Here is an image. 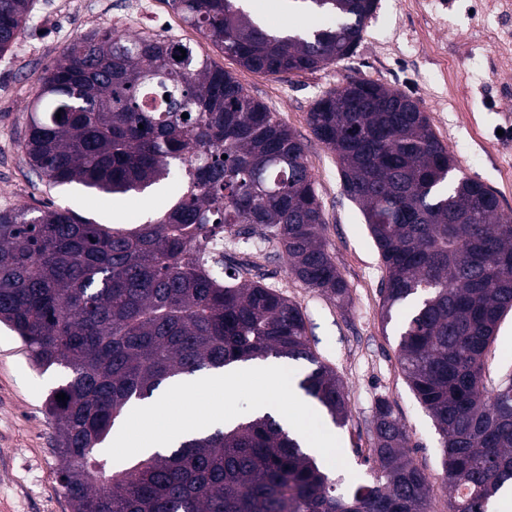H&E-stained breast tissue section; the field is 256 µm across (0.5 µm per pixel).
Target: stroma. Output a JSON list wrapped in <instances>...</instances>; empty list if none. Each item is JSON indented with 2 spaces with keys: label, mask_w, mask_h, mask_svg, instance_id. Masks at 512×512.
<instances>
[{
  "label": "stroma",
  "mask_w": 512,
  "mask_h": 512,
  "mask_svg": "<svg viewBox=\"0 0 512 512\" xmlns=\"http://www.w3.org/2000/svg\"><path fill=\"white\" fill-rule=\"evenodd\" d=\"M156 33L194 47L232 73L304 143L327 240L350 287L341 307L288 273L284 260L251 255L257 276L300 304L319 357L343 380L350 418L337 428L346 468H334L341 487L368 481L362 449L372 437L378 398L387 399L410 437L411 456L430 477L438 512H447L439 435L410 390L398 362L396 324L381 322L385 271L359 206L345 195L334 153L312 133L307 114L325 92L351 77L399 89L420 100L439 139L462 173L497 195L512 213V112L503 82L512 83V19L490 0H377L353 56L329 67L283 77L241 67L174 13L166 0H34L15 47L0 55V212L55 204L112 227L150 220L169 200L174 182L139 195L116 197L78 184L51 187L24 161L21 141L37 78L62 59L78 37L107 29ZM68 369H33L16 336L0 329V512H70L56 483L60 460L54 426L44 414L51 390Z\"/></svg>",
  "instance_id": "35a3bbf8"
}]
</instances>
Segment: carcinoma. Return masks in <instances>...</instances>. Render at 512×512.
I'll use <instances>...</instances> for the list:
<instances>
[{"instance_id":"carcinoma-1","label":"carcinoma","mask_w":512,"mask_h":512,"mask_svg":"<svg viewBox=\"0 0 512 512\" xmlns=\"http://www.w3.org/2000/svg\"><path fill=\"white\" fill-rule=\"evenodd\" d=\"M167 2L245 69L273 76L351 56L376 6L292 0L333 19L297 32L267 27L241 0ZM32 4L0 0V54L17 44ZM183 49L179 60L160 34L74 40L40 78L23 144L49 185L143 193L177 169L181 190L165 211L131 228L52 205L0 213V324L35 369L71 371L45 405L70 512H434L429 476L385 399L365 458L372 481L343 492L269 414L112 465L102 454L130 405L237 362L305 361L298 388L337 425L349 414L301 306L240 282L249 268L229 272L220 254L268 250L306 287L349 302L305 146L235 76ZM309 124L336 153L385 268L382 320L398 318L401 370L440 435L448 512H487L512 488V373L487 379L512 314V216L482 182L453 175L454 154L398 89L351 78L315 101Z\"/></svg>"}]
</instances>
